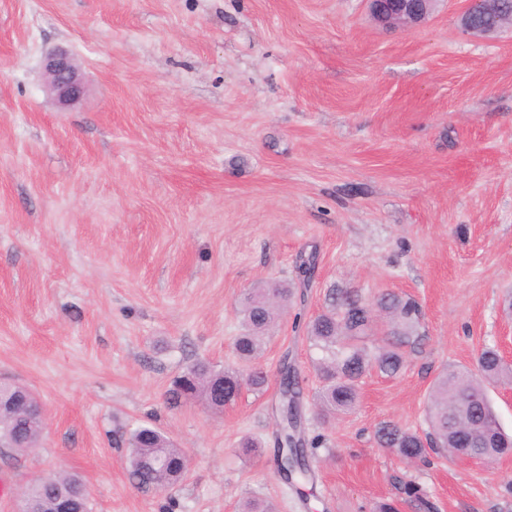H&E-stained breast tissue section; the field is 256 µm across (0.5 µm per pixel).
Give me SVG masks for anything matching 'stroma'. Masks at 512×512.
<instances>
[{
    "mask_svg": "<svg viewBox=\"0 0 512 512\" xmlns=\"http://www.w3.org/2000/svg\"><path fill=\"white\" fill-rule=\"evenodd\" d=\"M463 7L405 33L364 0H0V381L44 408L39 448H0V512L61 471L93 512H415L408 483L439 512H512V457L409 464L373 439L384 420L426 429L444 365L487 345L512 361V31L468 37ZM58 48L86 87L64 110L41 69ZM310 250L264 393L170 407L193 360L235 364L243 293L297 280ZM334 287L418 300L424 337L399 376L365 375L354 411L309 413L303 502L273 461L277 370L291 356L313 394L295 322ZM147 423L190 460L173 490L129 480L122 436Z\"/></svg>",
    "mask_w": 512,
    "mask_h": 512,
    "instance_id": "35a3bbf8",
    "label": "stroma"
}]
</instances>
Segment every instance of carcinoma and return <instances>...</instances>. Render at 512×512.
Instances as JSON below:
<instances>
[{
    "instance_id": "1",
    "label": "carcinoma",
    "mask_w": 512,
    "mask_h": 512,
    "mask_svg": "<svg viewBox=\"0 0 512 512\" xmlns=\"http://www.w3.org/2000/svg\"><path fill=\"white\" fill-rule=\"evenodd\" d=\"M316 251L300 253L296 268L299 285L310 286ZM295 285L268 282L248 289L241 302V331L234 340L242 367L219 368L205 359L187 365L167 391L174 407L200 403L222 412L241 396V381L255 392L264 390L266 371L260 365L267 333L281 310L294 302ZM422 309L411 298L382 292L369 300L351 288H331L324 305L305 324L314 351L320 386L315 407L327 419L353 411L359 402V384L371 369L394 377L406 366L407 352L420 345ZM512 386V364L493 347L478 354L475 369L446 367L436 380L426 406L429 431L421 434L396 423L382 421L374 431L378 447L400 458L426 463L431 455H470L494 460L512 455V436L502 429L487 396V386ZM23 393L17 386L0 383V444L16 451L40 446L43 418H28L15 401ZM274 452L279 474L302 499L314 481L315 450L321 439L308 438L300 377L288 360L280 365V394L276 407ZM128 475L139 489L163 491L182 482L188 473L184 451L159 429L140 424L127 439ZM84 481L60 474L29 484L21 495V512H57L59 498L68 496L80 512H91V500L82 494ZM405 493L417 512H437L436 504L414 484Z\"/></svg>"
}]
</instances>
